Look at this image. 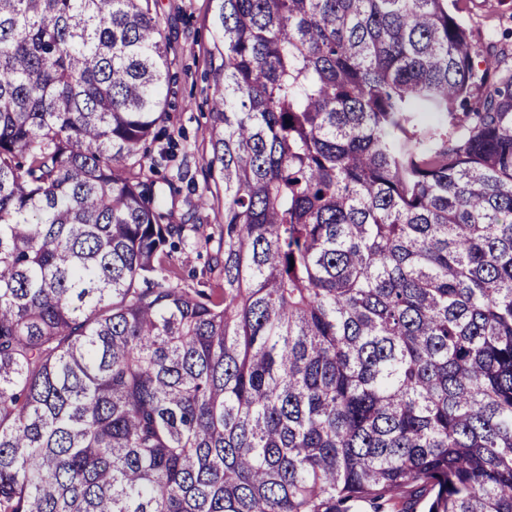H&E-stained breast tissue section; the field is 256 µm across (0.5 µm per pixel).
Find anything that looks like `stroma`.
<instances>
[{"label":"stroma","instance_id":"stroma-1","mask_svg":"<svg viewBox=\"0 0 512 512\" xmlns=\"http://www.w3.org/2000/svg\"><path fill=\"white\" fill-rule=\"evenodd\" d=\"M156 10L166 20V32L173 49L169 54L168 96L171 121L157 142L173 156L171 167L155 175L153 191L171 211L174 223L199 219L206 233L218 234L223 222L224 190L207 179L203 159L210 153L204 134L215 96L212 52L214 29L211 24L212 0H156ZM188 165L189 175L180 182L179 193H171L168 181L179 165ZM208 206L198 208L199 198Z\"/></svg>","mask_w":512,"mask_h":512}]
</instances>
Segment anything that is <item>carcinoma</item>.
Returning <instances> with one entry per match:
<instances>
[{"instance_id": "1", "label": "carcinoma", "mask_w": 512, "mask_h": 512, "mask_svg": "<svg viewBox=\"0 0 512 512\" xmlns=\"http://www.w3.org/2000/svg\"><path fill=\"white\" fill-rule=\"evenodd\" d=\"M465 10L214 0L189 288L154 0H0V512H512V68ZM178 263L181 268V272L185 278V282L188 285L196 286L198 280L202 278V270L207 262V254L205 251L198 253L196 251L186 250L175 254Z\"/></svg>"}]
</instances>
